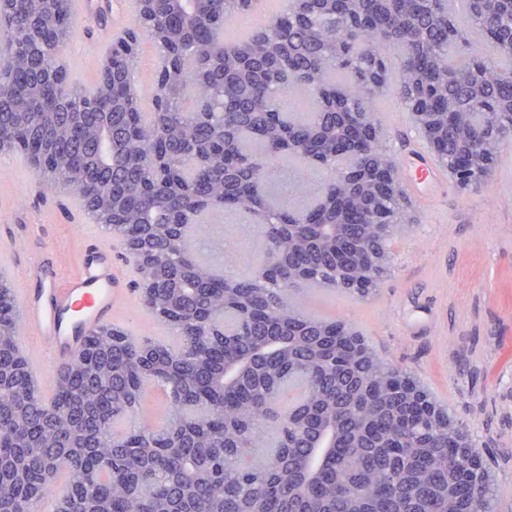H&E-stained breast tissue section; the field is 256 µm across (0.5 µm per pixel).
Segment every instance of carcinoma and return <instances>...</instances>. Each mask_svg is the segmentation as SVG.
Here are the masks:
<instances>
[{"label":"carcinoma","instance_id":"1","mask_svg":"<svg viewBox=\"0 0 512 512\" xmlns=\"http://www.w3.org/2000/svg\"><path fill=\"white\" fill-rule=\"evenodd\" d=\"M259 0H150L166 36L149 111L125 90L138 56L112 43L92 85L51 82L23 65L33 38L60 63L76 17L57 0L39 30V0H11L0 25V139L27 158L51 153L36 171L78 197L112 201L105 229L143 243L129 252L139 277L157 281L142 304L174 342L103 325L56 372L52 397L32 382L17 344L14 294L0 282V512H38L73 498L75 512H493L482 463L452 451L464 426L427 392L413 401L392 388L407 372L361 339L337 335L289 301L316 286L371 297L392 271L388 250L405 205L388 197L396 164L382 139L354 123L396 96L427 113L422 136L437 162L494 169L512 140V0H287L268 20L238 32ZM477 36L492 54L472 45ZM112 82V97L99 96ZM354 157L336 170V144ZM304 153L323 174L303 207L269 205L268 167ZM167 176L157 178L154 159ZM250 218L265 247L255 269L234 278L200 259L192 232L205 203ZM343 267L367 280L355 293L329 279ZM263 348L255 369L224 385V362ZM160 388L166 414L120 431L145 388ZM301 389L289 402L291 386ZM336 456L310 443L326 431Z\"/></svg>","mask_w":512,"mask_h":512}]
</instances>
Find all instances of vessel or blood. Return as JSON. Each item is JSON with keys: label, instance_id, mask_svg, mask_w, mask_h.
<instances>
[{"label": "vessel or blood", "instance_id": "b4317fda", "mask_svg": "<svg viewBox=\"0 0 512 512\" xmlns=\"http://www.w3.org/2000/svg\"><path fill=\"white\" fill-rule=\"evenodd\" d=\"M114 264L111 249L104 248L84 253L79 268L67 276L45 252L30 256L22 266H8V273L38 281L37 288L21 289L16 297L18 344L30 355L36 377L45 378L93 326L111 320L117 293L124 288Z\"/></svg>", "mask_w": 512, "mask_h": 512}]
</instances>
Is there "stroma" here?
Wrapping results in <instances>:
<instances>
[{
    "mask_svg": "<svg viewBox=\"0 0 512 512\" xmlns=\"http://www.w3.org/2000/svg\"><path fill=\"white\" fill-rule=\"evenodd\" d=\"M84 2L91 23L74 34L63 61L87 84L132 17L122 0ZM395 107L390 99L377 113L410 220L392 241L390 277L367 300L317 290L296 299L311 315L351 325L462 423L494 484L495 512H512V147L481 190L445 176L420 182L422 138L407 113L389 120ZM89 223L82 201L37 176L23 154L0 157V253L50 247L71 266Z\"/></svg>",
    "mask_w": 512,
    "mask_h": 512,
    "instance_id": "1",
    "label": "stroma"
}]
</instances>
